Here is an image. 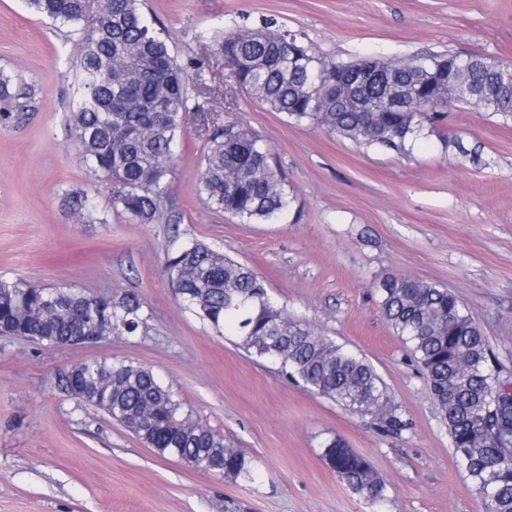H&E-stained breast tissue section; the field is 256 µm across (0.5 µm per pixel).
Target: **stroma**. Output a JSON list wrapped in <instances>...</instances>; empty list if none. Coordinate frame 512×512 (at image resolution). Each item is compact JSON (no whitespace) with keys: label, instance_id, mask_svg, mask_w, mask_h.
Here are the masks:
<instances>
[{"label":"stroma","instance_id":"stroma-1","mask_svg":"<svg viewBox=\"0 0 512 512\" xmlns=\"http://www.w3.org/2000/svg\"><path fill=\"white\" fill-rule=\"evenodd\" d=\"M143 10L179 61L200 63L187 81L201 110L259 136L290 205L250 223L207 209L197 192L206 136L192 119L170 178L175 223L114 212L68 140L78 33L26 0H0V71L35 87L32 110L0 125V278L132 292L148 317L141 335L96 344L0 336V512H482L375 287L404 275L452 291L512 379V116L453 106L405 149L363 146L234 89L210 41L271 19L332 62L442 52L512 62V0H145ZM75 189L96 223H77L65 205ZM192 241L253 268L277 306L368 360L406 429L382 433L374 416L308 391L185 309L166 262ZM90 358L152 370L183 413L253 459L254 479L161 458L68 396L59 377ZM334 438L384 478L383 502L325 464Z\"/></svg>","mask_w":512,"mask_h":512}]
</instances>
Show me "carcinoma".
<instances>
[{"label": "carcinoma", "mask_w": 512, "mask_h": 512, "mask_svg": "<svg viewBox=\"0 0 512 512\" xmlns=\"http://www.w3.org/2000/svg\"><path fill=\"white\" fill-rule=\"evenodd\" d=\"M27 5L79 34L80 76L68 117L79 160L111 193L112 208L130 221L171 223L173 148L192 112L187 67L140 10V0H27ZM213 43L235 87L272 112L357 144L402 149L424 127L435 129L452 105L512 113V63L479 54L387 63L384 86L363 81L338 101L334 85L340 71L371 70L379 60L329 62L292 32L269 24L221 29ZM34 97L23 78L0 74V99L15 108L0 113V124L19 118ZM198 194L208 209L248 222L272 220L288 206L267 149L234 121L208 135ZM67 203L79 222H103L81 193L68 194ZM167 272L185 308L216 332L240 337L249 353L279 363L308 390L374 415L383 432L397 434L405 427L373 366L275 306L251 267L194 241L168 256ZM377 292L384 319L427 383L483 512H512V400L494 396L500 375L490 364L480 325L455 294L434 284L392 275L380 281ZM146 323L143 302L132 293L98 301L73 288L0 278L1 336L63 344L107 327L134 335ZM69 376L76 386L71 397L121 423L159 456L229 479L253 478L252 458L183 414L152 371L124 360L91 359L75 365ZM325 450L332 457L330 469L355 493L372 503L385 499V482L365 457L340 439Z\"/></svg>", "instance_id": "cac0c4a2"}]
</instances>
